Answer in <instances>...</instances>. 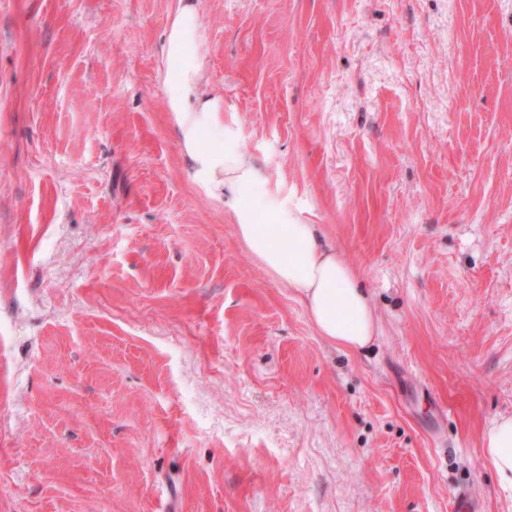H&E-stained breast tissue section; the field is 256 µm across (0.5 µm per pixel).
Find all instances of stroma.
<instances>
[{
  "label": "stroma",
  "instance_id": "1",
  "mask_svg": "<svg viewBox=\"0 0 512 512\" xmlns=\"http://www.w3.org/2000/svg\"><path fill=\"white\" fill-rule=\"evenodd\" d=\"M175 0H0V512H512V0H200L262 198L367 289L359 351L192 181ZM482 453L497 476L500 490L512 499V418L492 422L482 437Z\"/></svg>",
  "mask_w": 512,
  "mask_h": 512
}]
</instances>
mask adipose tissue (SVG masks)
I'll return each instance as SVG.
<instances>
[{"label":"adipose tissue","instance_id":"ef3b65f1","mask_svg":"<svg viewBox=\"0 0 512 512\" xmlns=\"http://www.w3.org/2000/svg\"><path fill=\"white\" fill-rule=\"evenodd\" d=\"M162 56L180 62L178 69L164 70L162 78L196 185L232 213L239 241L267 273L298 293L319 336L351 351L368 345L376 333L369 296L314 225L274 205L269 208L272 223H259L255 193L260 173L235 145L223 142V98L202 91L201 19L195 0H176ZM206 135L219 141L218 149L203 146ZM482 453L502 493L512 499V418L492 422L482 437Z\"/></svg>","mask_w":512,"mask_h":512}]
</instances>
